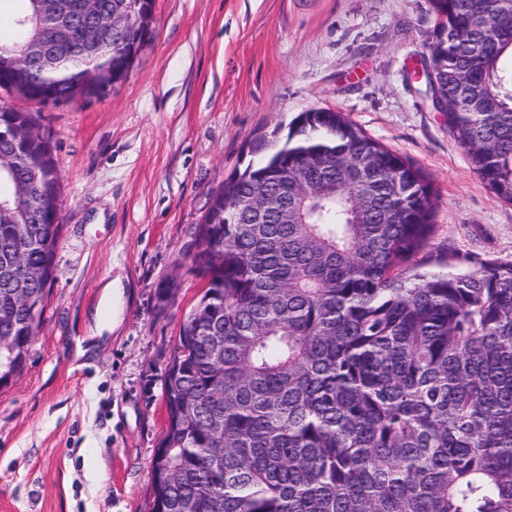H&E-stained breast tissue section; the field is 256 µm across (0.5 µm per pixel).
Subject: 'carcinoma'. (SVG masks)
Returning <instances> with one entry per match:
<instances>
[{
    "label": "carcinoma",
    "mask_w": 512,
    "mask_h": 512,
    "mask_svg": "<svg viewBox=\"0 0 512 512\" xmlns=\"http://www.w3.org/2000/svg\"><path fill=\"white\" fill-rule=\"evenodd\" d=\"M7 2L0 91L38 104L104 97L154 34V0ZM429 2L427 91L512 204V0ZM50 27L71 39L45 64ZM253 156L194 233L204 286L164 377L151 512H512V263L417 272L433 187L341 112H302ZM61 191L38 115L0 101V384L47 306Z\"/></svg>",
    "instance_id": "cac0c4a2"
}]
</instances>
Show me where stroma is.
<instances>
[{
  "instance_id": "35a3bbf8",
  "label": "stroma",
  "mask_w": 512,
  "mask_h": 512,
  "mask_svg": "<svg viewBox=\"0 0 512 512\" xmlns=\"http://www.w3.org/2000/svg\"><path fill=\"white\" fill-rule=\"evenodd\" d=\"M154 14L152 40L104 98H8L52 137L63 222L27 365L0 388V512H150L167 359L203 287L187 247L247 143L300 112H344L429 178L426 271L472 255L512 263V204L414 76L437 23L429 0H154ZM169 277L182 286L163 314ZM109 283L123 290L115 312ZM94 332V354L76 358Z\"/></svg>"
}]
</instances>
